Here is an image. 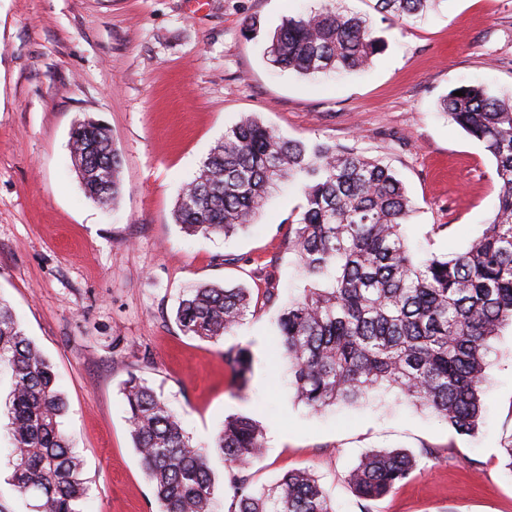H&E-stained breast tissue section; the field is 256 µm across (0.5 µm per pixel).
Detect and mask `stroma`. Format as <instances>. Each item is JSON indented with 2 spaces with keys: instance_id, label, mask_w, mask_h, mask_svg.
I'll list each match as a JSON object with an SVG mask.
<instances>
[{
  "instance_id": "obj_1",
  "label": "stroma",
  "mask_w": 512,
  "mask_h": 512,
  "mask_svg": "<svg viewBox=\"0 0 512 512\" xmlns=\"http://www.w3.org/2000/svg\"><path fill=\"white\" fill-rule=\"evenodd\" d=\"M375 3L338 0L372 20L384 52L363 71L306 78L270 65L263 48L283 17L315 0H0V300L70 402L62 428L89 486L83 512L159 510L120 392L132 373L195 443L228 415L259 421L255 485L307 469L334 512H361L347 473L366 451L404 449L421 455L419 468L370 512H512V327L487 358L474 435L389 388L312 413L295 401L274 338L280 309L306 286L288 243L300 187L281 185L254 224L228 237H189L173 219L225 129L253 116L395 170L413 205L405 235L416 257L464 250L481 234L498 203L494 163L438 102L467 83L512 95V0H439L403 21ZM87 118L109 128L122 158L113 210L87 198L72 167L70 131ZM200 283L253 293L242 324L217 341L184 335L175 320L184 290ZM231 346L252 354L246 379L224 361ZM9 392L1 375L0 512H30L6 464ZM428 448L439 459H425Z\"/></svg>"
}]
</instances>
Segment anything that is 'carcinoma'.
<instances>
[{
	"mask_svg": "<svg viewBox=\"0 0 512 512\" xmlns=\"http://www.w3.org/2000/svg\"><path fill=\"white\" fill-rule=\"evenodd\" d=\"M434 2L376 0V8L408 19ZM384 47L368 19L324 0L283 20L264 55L275 67L311 76L359 71ZM455 90L463 95L448 92L442 111L492 157L499 185L493 218L463 251L416 259L404 234L411 201L391 169L329 142L285 138L251 117L224 131L177 199L173 218L186 235L226 237L252 223L281 182L301 185L304 204L289 244L308 287L280 311L276 330L295 398L311 411L357 403L385 384L458 435L478 429L491 342L512 326V97L482 84ZM71 157L85 195L117 203L122 160L103 124L89 119L73 128ZM251 302L246 288L203 283L187 291L176 319L184 334L218 341L244 320ZM224 361L246 380L247 349L224 350ZM2 373L11 379L7 463L14 487L33 498V512H82L88 487L62 430L68 403L53 365L0 301ZM122 394L160 512H214V454L235 468L227 512H333L306 469L270 486L252 483L247 471L265 448L264 428L253 417L228 416L202 447L136 374ZM420 462L406 450H371L347 481L360 501H377Z\"/></svg>",
	"mask_w": 512,
	"mask_h": 512,
	"instance_id": "1",
	"label": "carcinoma"
}]
</instances>
